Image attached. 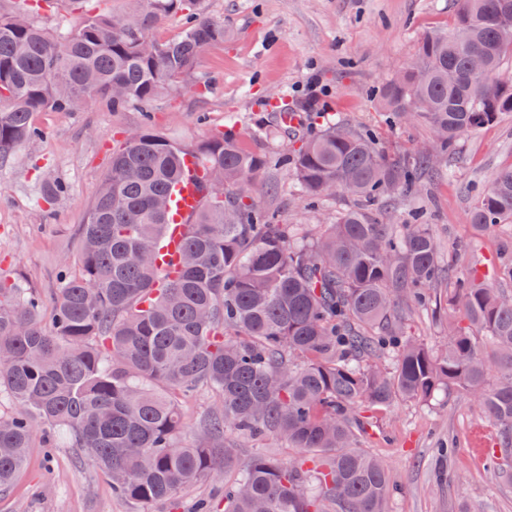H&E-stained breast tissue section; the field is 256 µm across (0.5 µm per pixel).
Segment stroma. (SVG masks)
<instances>
[{
    "label": "stroma",
    "instance_id": "1",
    "mask_svg": "<svg viewBox=\"0 0 512 512\" xmlns=\"http://www.w3.org/2000/svg\"><path fill=\"white\" fill-rule=\"evenodd\" d=\"M144 0H0V7L29 12L52 32L80 28L94 14H126ZM201 12L223 21L228 39L205 52L173 93L133 102L120 111L89 103L78 112H40L42 135L0 159V276L50 294L60 266L77 274L79 228L112 159V149L144 123L190 146L231 127L245 146L283 152L287 139L270 136L286 98L298 117L323 113L351 129L373 133L386 153H412L432 139L422 124L399 123L384 112L374 90L410 60L426 33H448L457 0H199ZM324 92L309 101L305 87ZM452 178L423 180L418 194L402 198L375 219L403 224L415 212L431 224L442 254L458 242L471 246L482 275L493 279L512 263V226L485 232L469 214L476 195L512 168V112L464 135L451 157ZM67 193L43 201L50 184ZM260 185L264 200L290 224L323 231L352 197L334 192L306 203L295 192L289 167L269 168ZM496 425L475 402L443 393L436 405L404 400L372 414L363 441L381 458L391 493L386 512H512V482L489 466L499 446ZM0 512H171L165 502L137 503L112 491L110 482L79 450L34 438L28 464L0 490Z\"/></svg>",
    "mask_w": 512,
    "mask_h": 512
}]
</instances>
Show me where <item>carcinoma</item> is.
I'll return each instance as SVG.
<instances>
[{
	"label": "carcinoma",
	"mask_w": 512,
	"mask_h": 512,
	"mask_svg": "<svg viewBox=\"0 0 512 512\" xmlns=\"http://www.w3.org/2000/svg\"><path fill=\"white\" fill-rule=\"evenodd\" d=\"M195 5L147 0L140 12L90 16L61 33L0 8V159L39 135V112L98 98L119 111L176 89L227 35ZM178 11L190 17L180 36H150ZM511 49L512 0H460L452 32L421 38L419 64L379 88V104L428 126L448 157L461 136L512 112V85L469 67L482 54L498 69ZM187 154L202 165L206 193L169 267L167 207ZM275 161L304 199L340 190L359 206L317 236L283 223L257 190ZM445 170L427 151L386 154L339 123L292 138L276 158L231 130L190 148L149 126L125 138L81 226L79 273L61 275L49 320L36 293L0 279V394L16 407L0 414V489L25 466L34 415L135 501L173 504L224 469L235 471L224 512H385L387 469L361 449L356 411L429 406L450 390L499 427L493 464L512 476V295L443 265L420 214L408 224L369 215ZM470 223H512V169L479 196ZM400 302L433 312L448 303L443 347L405 334ZM201 387L220 404L185 446L176 397ZM266 436L288 442L294 458L239 462L238 442Z\"/></svg>",
	"instance_id": "carcinoma-1"
}]
</instances>
